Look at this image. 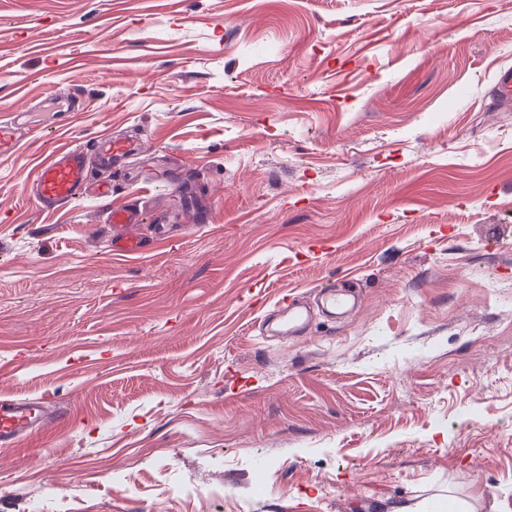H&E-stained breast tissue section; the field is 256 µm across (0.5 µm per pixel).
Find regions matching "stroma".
I'll list each match as a JSON object with an SVG mask.
<instances>
[{"instance_id": "obj_1", "label": "stroma", "mask_w": 512, "mask_h": 512, "mask_svg": "<svg viewBox=\"0 0 512 512\" xmlns=\"http://www.w3.org/2000/svg\"><path fill=\"white\" fill-rule=\"evenodd\" d=\"M509 66L512 0H0V114L83 93L0 161V398L66 413L0 454V512H512ZM107 130L146 148L92 167L110 203L40 210ZM159 159L200 224L112 256ZM346 275L358 306L269 333ZM108 216L112 227L119 230L134 227L142 222L140 208L134 205L112 207L108 212ZM282 320V334L294 335L298 333L305 323V312L298 300L286 303L280 312Z\"/></svg>"}]
</instances>
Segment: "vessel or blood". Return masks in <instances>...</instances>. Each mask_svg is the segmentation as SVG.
Segmentation results:
<instances>
[{
    "instance_id": "b4317fda",
    "label": "vessel or blood",
    "mask_w": 512,
    "mask_h": 512,
    "mask_svg": "<svg viewBox=\"0 0 512 512\" xmlns=\"http://www.w3.org/2000/svg\"><path fill=\"white\" fill-rule=\"evenodd\" d=\"M39 126L24 114L0 117V160L16 154L25 139L38 133ZM142 141L137 137H120L105 133L85 146H73L54 151L45 158L37 171L35 195L39 206L46 211L58 210L70 203L86 188L90 160L98 158L105 165L140 154ZM109 222L114 233L109 241L110 253L136 256L143 252L148 241L131 235L130 227L140 224L142 213L133 205L111 208ZM282 332L298 333L305 323V312L298 302L285 304L280 312ZM60 412L50 410L41 398H0V450L16 448L33 430L62 423Z\"/></svg>"
}]
</instances>
